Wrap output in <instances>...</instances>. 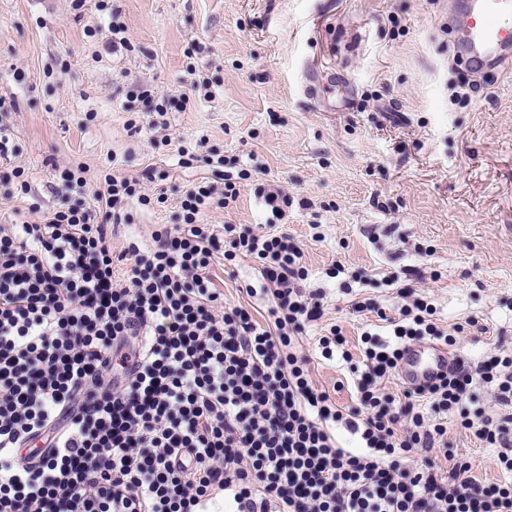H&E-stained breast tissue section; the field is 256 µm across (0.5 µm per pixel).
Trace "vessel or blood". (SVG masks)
Wrapping results in <instances>:
<instances>
[{"label":"vessel or blood","mask_w":512,"mask_h":512,"mask_svg":"<svg viewBox=\"0 0 512 512\" xmlns=\"http://www.w3.org/2000/svg\"><path fill=\"white\" fill-rule=\"evenodd\" d=\"M448 33L454 49L472 73L487 66L512 71V27L503 18L512 14V0H453ZM458 358L428 342L406 346L398 362L399 378L410 389L425 388L449 374Z\"/></svg>","instance_id":"obj_1"}]
</instances>
